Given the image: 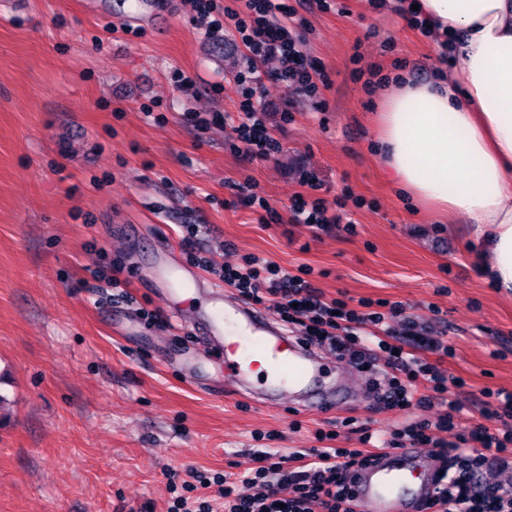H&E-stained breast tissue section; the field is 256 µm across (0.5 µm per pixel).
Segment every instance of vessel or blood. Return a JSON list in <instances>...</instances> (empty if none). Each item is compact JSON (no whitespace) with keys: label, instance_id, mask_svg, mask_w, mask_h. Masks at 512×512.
<instances>
[{"label":"vessel or blood","instance_id":"obj_1","mask_svg":"<svg viewBox=\"0 0 512 512\" xmlns=\"http://www.w3.org/2000/svg\"><path fill=\"white\" fill-rule=\"evenodd\" d=\"M261 311L250 306L231 308L216 306L199 315L198 322L210 341L211 349L224 358V375L235 390L247 386L254 364L266 362L275 383L304 390L319 374V364L295 337L279 328H254ZM235 318L240 330L238 340H228L224 324ZM439 464L430 454L412 448L386 451L379 459L362 469L353 485L359 501L368 512H422L434 495Z\"/></svg>","mask_w":512,"mask_h":512}]
</instances>
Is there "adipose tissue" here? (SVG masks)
<instances>
[{
    "label": "adipose tissue",
    "mask_w": 512,
    "mask_h": 512,
    "mask_svg": "<svg viewBox=\"0 0 512 512\" xmlns=\"http://www.w3.org/2000/svg\"><path fill=\"white\" fill-rule=\"evenodd\" d=\"M456 43L458 75L381 90V162L412 200L472 222L512 294V0H418Z\"/></svg>",
    "instance_id": "adipose-tissue-1"
}]
</instances>
